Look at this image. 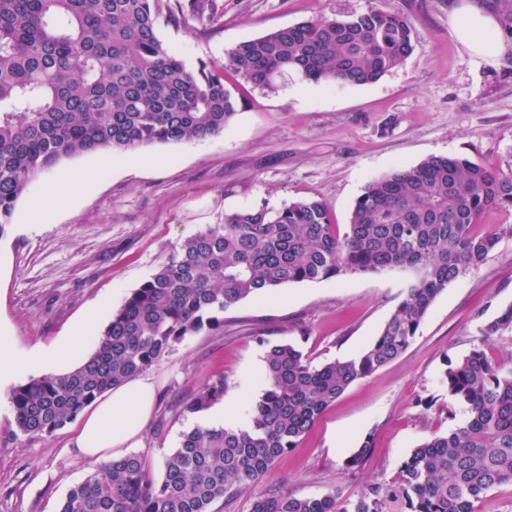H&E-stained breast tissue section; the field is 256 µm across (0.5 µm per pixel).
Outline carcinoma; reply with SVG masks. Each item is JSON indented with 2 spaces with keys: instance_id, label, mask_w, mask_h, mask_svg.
Instances as JSON below:
<instances>
[{
  "instance_id": "cac0c4a2",
  "label": "carcinoma",
  "mask_w": 512,
  "mask_h": 512,
  "mask_svg": "<svg viewBox=\"0 0 512 512\" xmlns=\"http://www.w3.org/2000/svg\"><path fill=\"white\" fill-rule=\"evenodd\" d=\"M219 11L218 0H0V237L28 183L65 157L223 132L242 101L230 73L267 91L290 80L367 85L414 50L410 16L376 8L278 28L235 45L226 63L196 69L158 36L162 19L206 29ZM502 208L512 209V171L431 156L369 182L343 232L322 202L302 199L227 214L184 240L112 314L89 355L13 389L21 434L65 427L185 337L223 329L224 312L254 295L347 273L412 278L378 336L351 358L314 366L296 344L258 337L264 389L246 428L183 433L159 480L136 453L99 464L58 512H212L217 500L250 490L350 386L407 350L435 299L496 247L497 233L474 227ZM505 330L512 331V306L485 335ZM443 380L466 418L415 448L392 481L355 499L337 491L297 497L273 486L251 512H478L489 491L512 485V363L474 348L445 362ZM223 398L219 378L184 411ZM372 442L366 435L346 469L363 464Z\"/></svg>"
}]
</instances>
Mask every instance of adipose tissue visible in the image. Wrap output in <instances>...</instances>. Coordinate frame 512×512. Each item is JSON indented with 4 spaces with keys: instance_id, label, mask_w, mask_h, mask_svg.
<instances>
[{
    "instance_id": "obj_1",
    "label": "adipose tissue",
    "mask_w": 512,
    "mask_h": 512,
    "mask_svg": "<svg viewBox=\"0 0 512 512\" xmlns=\"http://www.w3.org/2000/svg\"><path fill=\"white\" fill-rule=\"evenodd\" d=\"M456 38L477 56L487 60L507 51L491 16L460 4L451 19ZM155 404V388L150 379L138 377L112 388L97 399L75 428L73 441L88 460L104 463L120 455L122 449L140 442Z\"/></svg>"
}]
</instances>
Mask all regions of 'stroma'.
Returning a JSON list of instances; mask_svg holds the SVG:
<instances>
[{
  "label": "stroma",
  "instance_id": "1",
  "mask_svg": "<svg viewBox=\"0 0 512 512\" xmlns=\"http://www.w3.org/2000/svg\"><path fill=\"white\" fill-rule=\"evenodd\" d=\"M205 30L160 24L158 36L188 67L225 63L236 44L320 15L372 8L402 11L415 29L403 64L370 85L288 83L247 89L218 135L158 144L138 154L98 151L62 159L18 198L0 237V340L21 357L49 352L85 327L90 353L113 312L187 238L227 213L316 199L346 229L356 198L373 179L432 155H454L512 169V49L494 61L454 36V0H221ZM478 231L499 241L480 265L441 293L408 349L349 387L280 457L265 482L216 512H250L267 486L303 497L333 490L354 498L394 479L412 450L466 415L443 382L445 360L472 348L490 360L512 357V332L486 341L485 326L512 305V209L487 213ZM401 271L343 274L288 285L246 299L224 314L222 330L186 337L147 371L153 415L137 454L153 475L201 419L183 406L205 383L224 380L225 397L242 381L258 397L264 348L258 335L294 341L312 364L362 351L402 300ZM46 360L0 383V512H57L93 464L71 443L73 428L31 438L10 404L15 384L75 366ZM373 446L354 472L344 461L365 435Z\"/></svg>",
  "mask_w": 512,
  "mask_h": 512
}]
</instances>
